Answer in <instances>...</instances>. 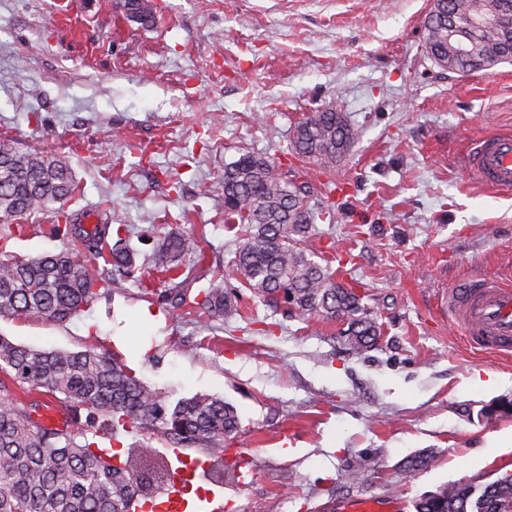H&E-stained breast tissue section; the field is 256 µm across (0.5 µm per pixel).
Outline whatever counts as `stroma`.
Returning a JSON list of instances; mask_svg holds the SVG:
<instances>
[{"label": "stroma", "instance_id": "35a3bbf8", "mask_svg": "<svg viewBox=\"0 0 512 512\" xmlns=\"http://www.w3.org/2000/svg\"><path fill=\"white\" fill-rule=\"evenodd\" d=\"M117 2L0 0V140L65 158L78 208L118 217L139 279L67 322L0 318V335L114 354L170 399L231 403L226 456L244 478L225 484L227 512L375 496L413 512L443 485L512 471V418L479 414L512 395V358L473 348L441 305L474 276L512 282V191L465 163L477 138L512 134V64L437 65L430 0H153L147 28ZM331 102L361 138L331 166L298 161L295 126ZM245 152L307 182L326 218L306 247L356 286L380 326L372 349H350L342 322L265 305L236 273L243 231L224 221L223 175ZM177 231L200 233L203 259L186 263L173 308L154 243ZM63 246L34 213L10 250ZM220 281L239 313L217 324L195 298ZM423 450L428 466L405 471Z\"/></svg>", "mask_w": 512, "mask_h": 512}]
</instances>
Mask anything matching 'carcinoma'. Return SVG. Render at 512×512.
I'll use <instances>...</instances> for the list:
<instances>
[{"label":"carcinoma","mask_w":512,"mask_h":512,"mask_svg":"<svg viewBox=\"0 0 512 512\" xmlns=\"http://www.w3.org/2000/svg\"><path fill=\"white\" fill-rule=\"evenodd\" d=\"M464 15L476 10L497 12L506 25L476 38L471 52L486 68L512 61V7L503 0H448ZM128 15L149 26L155 21L151 0H122ZM426 51L438 65L459 73L464 65L448 42V23L434 10L424 20ZM359 132L336 105L307 113L297 124L289 150L310 163L327 166L349 151ZM76 184L65 159L36 146L20 149L0 142V255L19 220L34 210L65 221L58 235L95 251L112 237V216L104 214L94 232L80 224L81 213L67 205ZM306 185L277 173L265 157L243 153L224 166V223L246 225L233 266L254 296L267 303L283 301L302 315L339 320L341 336L354 350H366L380 335L376 319L352 287L339 280L330 261L315 260L305 247L315 231ZM195 233L160 237L156 252L163 273L183 275V262L197 256ZM111 270L93 275L74 249L27 259L0 258V317L42 318L65 322L79 314L101 291L135 277L134 255L116 241ZM197 302L211 322L238 314L237 296L221 285L201 290ZM0 372L44 389L69 416V423L51 428L33 417L36 404L0 397V512H130L142 499L133 473L152 461L151 441L173 448H201L216 458L212 478L224 480L225 445L239 433L235 407L224 398L193 395L171 402L143 384L121 359L95 350L44 351L17 345L0 336ZM142 439L125 449L121 465L99 447V439H117L119 432ZM512 502V481H501L477 493L470 482L446 485L413 503L414 512H502Z\"/></svg>","instance_id":"obj_1"}]
</instances>
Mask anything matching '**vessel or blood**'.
<instances>
[{"label":"vessel or blood","mask_w":512,"mask_h":512,"mask_svg":"<svg viewBox=\"0 0 512 512\" xmlns=\"http://www.w3.org/2000/svg\"><path fill=\"white\" fill-rule=\"evenodd\" d=\"M471 167L486 184L512 188V136L497 135L477 141ZM448 315L475 348L499 355L512 353V285L499 277L471 278L448 291ZM207 460L175 455L164 493L149 503V512H186L183 489L203 474Z\"/></svg>","instance_id":"obj_1"}]
</instances>
